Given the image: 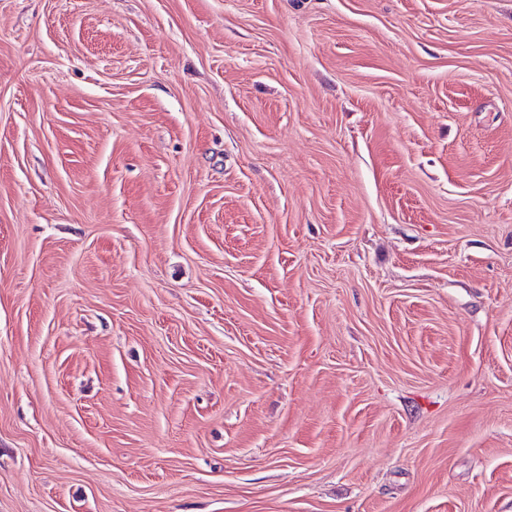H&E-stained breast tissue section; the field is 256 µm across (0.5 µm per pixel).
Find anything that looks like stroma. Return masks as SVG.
<instances>
[{
  "mask_svg": "<svg viewBox=\"0 0 512 512\" xmlns=\"http://www.w3.org/2000/svg\"><path fill=\"white\" fill-rule=\"evenodd\" d=\"M0 512H512V0H0Z\"/></svg>",
  "mask_w": 512,
  "mask_h": 512,
  "instance_id": "1",
  "label": "stroma"
}]
</instances>
